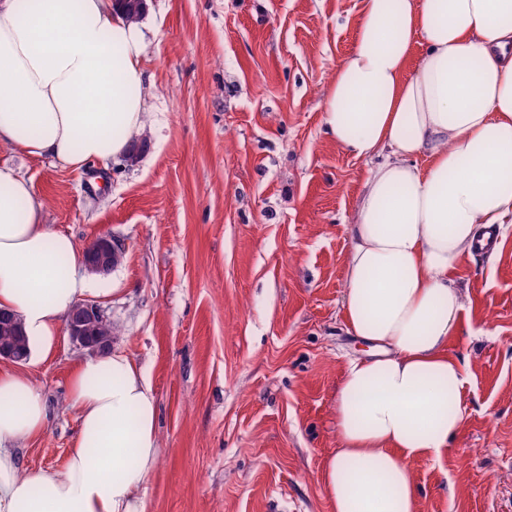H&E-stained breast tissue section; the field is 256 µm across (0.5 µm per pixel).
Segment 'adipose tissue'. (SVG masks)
<instances>
[{"mask_svg": "<svg viewBox=\"0 0 512 512\" xmlns=\"http://www.w3.org/2000/svg\"><path fill=\"white\" fill-rule=\"evenodd\" d=\"M147 48L114 0H0V145L76 170L125 155L148 113ZM324 124L377 164L349 226L342 302L373 356L346 367L322 482L333 512H420L409 463L449 449L465 420L468 370L448 352L463 330L454 276L482 230L512 223V0H361ZM44 213L0 164V308L39 359L90 287L85 248ZM69 388L65 466L23 473L13 445L45 430L48 409L27 373L0 369V512H145L159 454L150 379L114 350L76 365Z\"/></svg>", "mask_w": 512, "mask_h": 512, "instance_id": "ef3b65f1", "label": "adipose tissue"}]
</instances>
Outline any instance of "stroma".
Here are the masks:
<instances>
[{
	"mask_svg": "<svg viewBox=\"0 0 512 512\" xmlns=\"http://www.w3.org/2000/svg\"><path fill=\"white\" fill-rule=\"evenodd\" d=\"M360 0H147L148 143L76 171L0 147L54 231L124 258L89 274L96 301L150 378L159 459L146 512H333L322 468L351 358L341 300L348 225L368 162L325 132V93L352 50ZM497 254L455 278L468 365L449 451L411 461L422 512H512V224ZM88 350L60 332L20 362L50 420L17 442L22 469H61L77 431L69 394Z\"/></svg>",
	"mask_w": 512,
	"mask_h": 512,
	"instance_id": "obj_1",
	"label": "stroma"
}]
</instances>
